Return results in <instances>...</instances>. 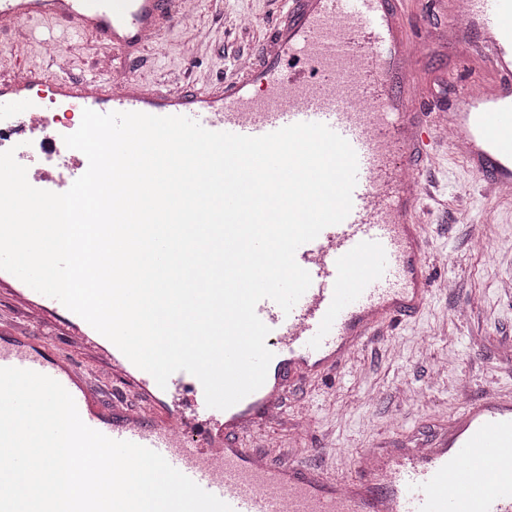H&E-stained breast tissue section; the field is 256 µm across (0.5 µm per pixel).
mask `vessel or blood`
Returning a JSON list of instances; mask_svg holds the SVG:
<instances>
[{
	"instance_id": "vessel-or-blood-1",
	"label": "vessel or blood",
	"mask_w": 512,
	"mask_h": 512,
	"mask_svg": "<svg viewBox=\"0 0 512 512\" xmlns=\"http://www.w3.org/2000/svg\"><path fill=\"white\" fill-rule=\"evenodd\" d=\"M412 0H284L259 54L237 58L224 82L193 88L136 77L89 79L48 58L0 71V151L14 150L29 183L67 191L88 167L64 134L45 132L43 102L99 113L179 115L207 130L261 136L318 122L344 137L358 160L352 208L301 245L312 279L291 312L256 306L274 357L266 381L234 406L207 407L201 382L173 373L159 387L110 340L57 299L0 270V297L26 310L34 336L0 317V367L58 381L82 421L105 436L160 453L233 512H512V396L487 390L462 405L424 448L361 449L353 473L274 460L261 448L268 426L287 424L300 377L325 374L422 308L431 293L422 212L438 203L428 175L461 155L484 194L512 201V0H436L472 68L450 107L423 108L416 80L422 46L404 34ZM184 0H0V31L22 20L59 19L104 43L98 71L156 43ZM62 329L88 366L43 336Z\"/></svg>"
}]
</instances>
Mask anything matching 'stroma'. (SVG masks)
Returning <instances> with one entry per match:
<instances>
[{
    "label": "stroma",
    "mask_w": 512,
    "mask_h": 512,
    "mask_svg": "<svg viewBox=\"0 0 512 512\" xmlns=\"http://www.w3.org/2000/svg\"><path fill=\"white\" fill-rule=\"evenodd\" d=\"M276 0H224L202 6L163 31L152 49L133 59L127 75L145 81L177 77L196 86L231 76L227 47L255 53L277 13ZM445 18L426 26L408 20L406 34L430 48L418 64L421 85L446 80L432 111L453 99L460 74ZM65 47L72 72L91 77L102 45L52 20L24 21L0 32V52L19 47L29 65L42 63L39 44ZM434 178L439 204L426 216L427 266L434 288L422 313L397 321L386 335L357 351L336 371L291 390L290 426L268 429L266 449L287 448L310 465L349 469L362 448L383 441L419 448L456 415L462 402L490 387L512 393V203L486 199L462 160L441 161Z\"/></svg>",
    "instance_id": "obj_1"
}]
</instances>
